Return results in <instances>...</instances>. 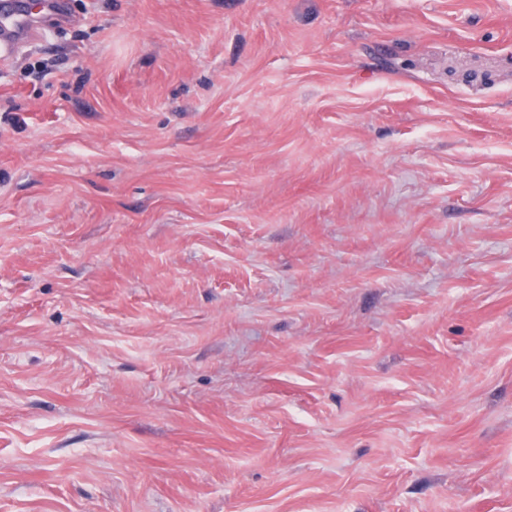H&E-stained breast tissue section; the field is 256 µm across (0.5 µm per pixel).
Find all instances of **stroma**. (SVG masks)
<instances>
[{
	"label": "stroma",
	"instance_id": "1",
	"mask_svg": "<svg viewBox=\"0 0 512 512\" xmlns=\"http://www.w3.org/2000/svg\"><path fill=\"white\" fill-rule=\"evenodd\" d=\"M0 61V512H512V0H62Z\"/></svg>",
	"mask_w": 512,
	"mask_h": 512
}]
</instances>
